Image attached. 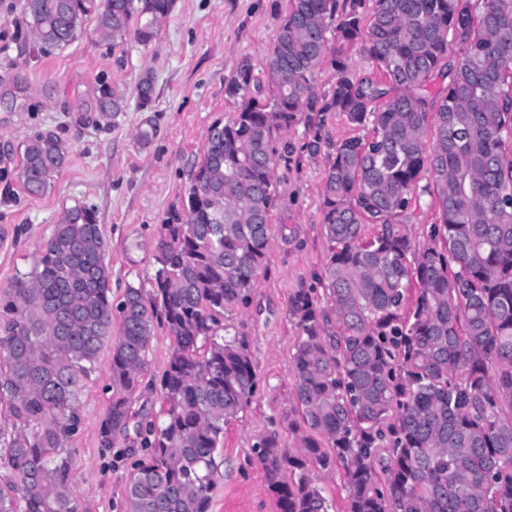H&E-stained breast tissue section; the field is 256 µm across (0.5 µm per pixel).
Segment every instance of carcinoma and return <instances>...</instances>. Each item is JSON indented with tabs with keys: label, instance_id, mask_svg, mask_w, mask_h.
Listing matches in <instances>:
<instances>
[{
	"label": "carcinoma",
	"instance_id": "obj_1",
	"mask_svg": "<svg viewBox=\"0 0 512 512\" xmlns=\"http://www.w3.org/2000/svg\"><path fill=\"white\" fill-rule=\"evenodd\" d=\"M375 2L366 20L338 0H289L265 84L245 67L226 85L238 110L211 128L183 210L161 225L151 288L129 283L112 303L94 209L59 215L0 302V512H80L77 395L106 347L112 401L100 442L132 432L148 449L125 512H209L224 425L257 388L244 338L221 334L224 311L249 301L270 244L275 141L306 109L373 136L336 142L322 179L326 303L310 288L291 297L299 418L289 428L300 454L274 433L253 448L277 512H330L306 470L338 465L345 512H512V0ZM174 3L27 0L24 25L41 52L69 44L90 16L102 40L146 45ZM357 49L385 83L356 75ZM326 61L335 83L319 107ZM437 76L448 85L432 96ZM154 89L147 72L139 109ZM126 108L119 87L98 84L95 111ZM67 154L53 132L28 136L24 189L44 193ZM424 195L438 222L415 243L404 219ZM159 325L172 339L162 420L143 422L132 395Z\"/></svg>",
	"mask_w": 512,
	"mask_h": 512
}]
</instances>
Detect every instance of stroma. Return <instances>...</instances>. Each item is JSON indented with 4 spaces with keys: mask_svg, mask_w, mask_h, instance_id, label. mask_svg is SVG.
I'll return each instance as SVG.
<instances>
[{
    "mask_svg": "<svg viewBox=\"0 0 512 512\" xmlns=\"http://www.w3.org/2000/svg\"><path fill=\"white\" fill-rule=\"evenodd\" d=\"M24 0H0V156L20 159L26 136L50 130L67 144L68 160L42 195L27 194L17 170L0 179V291L34 265L37 247L59 214L75 204L96 211L109 245L113 299L130 282L148 280L156 243L168 212L181 207L192 170L202 157L210 128L237 110L225 86L243 65L261 73L289 7L288 0H175L148 45L102 41L94 19L77 39L44 53L25 45ZM155 80L153 101L139 110L136 87L145 72ZM24 93L10 98L13 79ZM126 93V111L104 117L90 109L99 80ZM151 121L153 135L138 131ZM322 145L310 152L311 135ZM370 129L349 125L333 112H302L298 124L276 141L277 199L270 219V246L247 305L229 308L224 322L245 334L257 376L256 392L241 418L224 429L220 476L210 512H277L252 448L275 432L286 447L298 443L288 429L297 419L290 359L297 340L289 312L293 291L314 288L328 257L321 208L329 142L366 138ZM165 329H156L143 382L133 396L138 415L157 419L150 386L170 353ZM112 397L105 370L78 394L82 426L71 442L73 479L82 512H124V492L135 460L144 455L136 436L116 448L99 441L100 423Z\"/></svg>",
    "mask_w": 512,
    "mask_h": 512,
    "instance_id": "35a3bbf8",
    "label": "stroma"
}]
</instances>
